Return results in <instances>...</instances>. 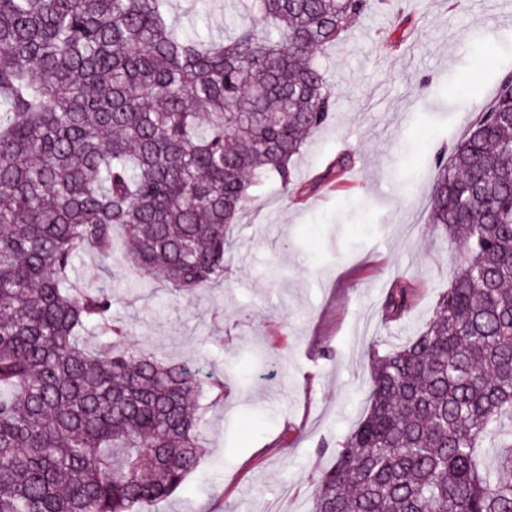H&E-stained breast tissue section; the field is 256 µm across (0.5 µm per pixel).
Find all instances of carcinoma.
<instances>
[{
  "instance_id": "obj_1",
  "label": "carcinoma",
  "mask_w": 512,
  "mask_h": 512,
  "mask_svg": "<svg viewBox=\"0 0 512 512\" xmlns=\"http://www.w3.org/2000/svg\"><path fill=\"white\" fill-rule=\"evenodd\" d=\"M170 0H0V512H156L199 465V401L224 382L113 337L86 250L195 295L228 232L336 99L315 62L371 0H235L228 38ZM428 222L457 244L433 316L373 349L369 408L312 483L311 512H512V74L435 152ZM127 234L115 254L114 232ZM415 289L383 304L399 322ZM496 442L495 466L482 444Z\"/></svg>"
}]
</instances>
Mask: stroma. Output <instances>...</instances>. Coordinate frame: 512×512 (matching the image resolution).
I'll list each match as a JSON object with an SVG mask.
<instances>
[{
  "mask_svg": "<svg viewBox=\"0 0 512 512\" xmlns=\"http://www.w3.org/2000/svg\"><path fill=\"white\" fill-rule=\"evenodd\" d=\"M316 59L336 108L294 162L303 191L256 189L223 283L191 298L75 260L85 287H110L128 343L224 381L204 400L200 464L160 512H309L313 477L369 406L372 343L414 336L453 277L455 248L427 219L432 150L512 73V21L498 0H389ZM341 154V183H320ZM401 281L416 305L385 323Z\"/></svg>",
  "mask_w": 512,
  "mask_h": 512,
  "instance_id": "stroma-1",
  "label": "stroma"
}]
</instances>
